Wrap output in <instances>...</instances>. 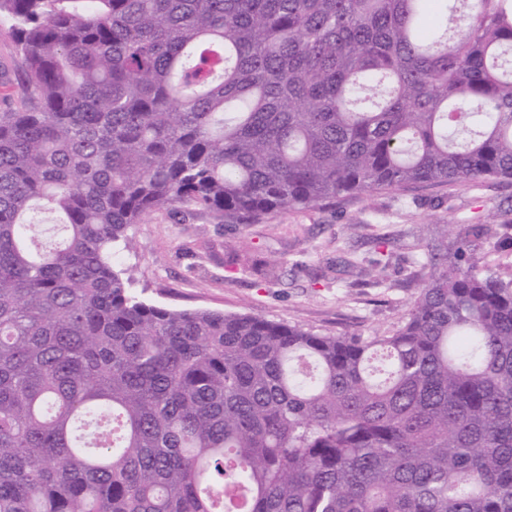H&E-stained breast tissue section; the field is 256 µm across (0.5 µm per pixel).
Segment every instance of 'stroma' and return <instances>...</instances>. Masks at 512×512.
<instances>
[{"label": "stroma", "instance_id": "stroma-1", "mask_svg": "<svg viewBox=\"0 0 512 512\" xmlns=\"http://www.w3.org/2000/svg\"><path fill=\"white\" fill-rule=\"evenodd\" d=\"M14 47L0 26V112L22 95ZM468 224L491 228L475 243L479 255L511 264L512 249L499 245L512 239V180L343 195L251 224L195 205L163 207L131 227L125 264L150 303L368 337L397 326L417 296L412 278L425 247L455 243Z\"/></svg>", "mask_w": 512, "mask_h": 512}]
</instances>
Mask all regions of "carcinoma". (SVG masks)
I'll list each match as a JSON object with an SVG mask.
<instances>
[{
    "label": "carcinoma",
    "mask_w": 512,
    "mask_h": 512,
    "mask_svg": "<svg viewBox=\"0 0 512 512\" xmlns=\"http://www.w3.org/2000/svg\"><path fill=\"white\" fill-rule=\"evenodd\" d=\"M0 0V512H512V267L370 337L148 303L128 229L512 179V0ZM37 212L59 217L36 245ZM14 38L7 27L0 26V112L19 106L24 68L15 56Z\"/></svg>",
    "instance_id": "carcinoma-1"
}]
</instances>
